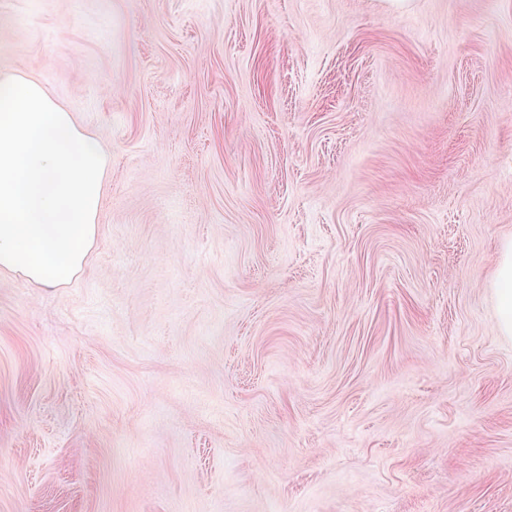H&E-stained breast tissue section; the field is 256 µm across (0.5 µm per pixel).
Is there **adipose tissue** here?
<instances>
[{
    "label": "adipose tissue",
    "instance_id": "obj_1",
    "mask_svg": "<svg viewBox=\"0 0 512 512\" xmlns=\"http://www.w3.org/2000/svg\"><path fill=\"white\" fill-rule=\"evenodd\" d=\"M108 155L35 79L0 72V271L40 288L80 276L93 250ZM493 288L497 328L512 339V240Z\"/></svg>",
    "mask_w": 512,
    "mask_h": 512
}]
</instances>
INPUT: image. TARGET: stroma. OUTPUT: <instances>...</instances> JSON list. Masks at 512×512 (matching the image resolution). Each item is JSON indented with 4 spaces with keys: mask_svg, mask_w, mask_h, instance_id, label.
<instances>
[{
    "mask_svg": "<svg viewBox=\"0 0 512 512\" xmlns=\"http://www.w3.org/2000/svg\"><path fill=\"white\" fill-rule=\"evenodd\" d=\"M0 70L111 159L0 272V512H512V0H0ZM493 288L497 299V328L512 339V240L503 241L497 259Z\"/></svg>",
    "mask_w": 512,
    "mask_h": 512,
    "instance_id": "obj_1",
    "label": "stroma"
}]
</instances>
